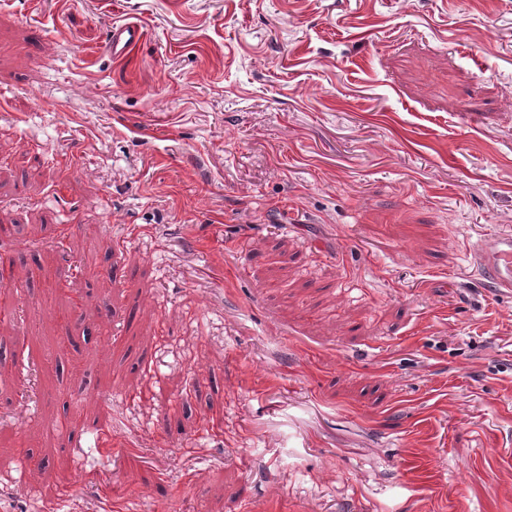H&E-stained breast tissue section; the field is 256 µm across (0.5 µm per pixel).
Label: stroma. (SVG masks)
I'll list each match as a JSON object with an SVG mask.
<instances>
[{
  "label": "stroma",
  "instance_id": "obj_1",
  "mask_svg": "<svg viewBox=\"0 0 512 512\" xmlns=\"http://www.w3.org/2000/svg\"><path fill=\"white\" fill-rule=\"evenodd\" d=\"M499 233L512 0H0V512H512ZM144 31L136 23L113 25L104 45L108 55L120 59L125 57L143 39ZM472 264L482 279L500 293H512V235H498L475 242Z\"/></svg>",
  "mask_w": 512,
  "mask_h": 512
}]
</instances>
